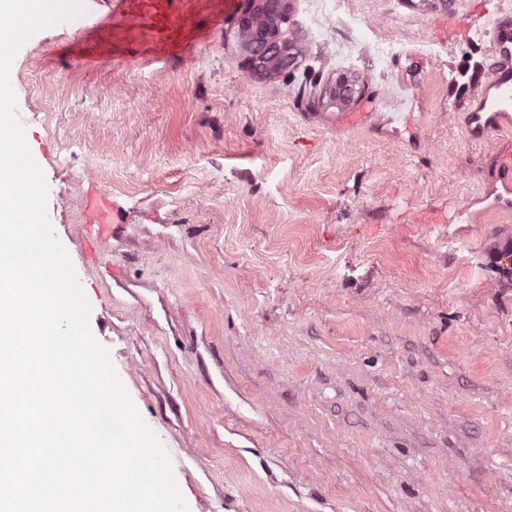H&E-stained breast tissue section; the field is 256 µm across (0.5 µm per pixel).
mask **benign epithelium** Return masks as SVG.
<instances>
[{
	"label": "benign epithelium",
	"mask_w": 512,
	"mask_h": 512,
	"mask_svg": "<svg viewBox=\"0 0 512 512\" xmlns=\"http://www.w3.org/2000/svg\"><path fill=\"white\" fill-rule=\"evenodd\" d=\"M248 6L238 20V32L246 35L250 69L260 75L293 74L295 55L288 43L279 38V29L287 20L288 0H247ZM354 92L346 77L336 80L333 98L345 103Z\"/></svg>",
	"instance_id": "7a95c632"
}]
</instances>
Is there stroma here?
Listing matches in <instances>:
<instances>
[{"mask_svg": "<svg viewBox=\"0 0 512 512\" xmlns=\"http://www.w3.org/2000/svg\"><path fill=\"white\" fill-rule=\"evenodd\" d=\"M332 5L288 0L290 77L251 75L246 0H180L161 46L117 0L35 34L49 220L188 512H512V212L482 200L512 133L464 123L490 41L434 27L469 0Z\"/></svg>", "mask_w": 512, "mask_h": 512, "instance_id": "stroma-1", "label": "stroma"}]
</instances>
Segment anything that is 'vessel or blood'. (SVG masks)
Returning a JSON list of instances; mask_svg holds the SVG:
<instances>
[{
    "mask_svg": "<svg viewBox=\"0 0 512 512\" xmlns=\"http://www.w3.org/2000/svg\"><path fill=\"white\" fill-rule=\"evenodd\" d=\"M125 7L129 30L141 31L159 18L164 29L170 30L182 21L181 15L170 11L171 0H121ZM492 44L490 60L484 75L473 91L474 105L467 110L466 129L469 137L485 140L489 133L512 120V12L497 10L488 30ZM491 188L492 207L512 205V154L497 161Z\"/></svg>",
    "mask_w": 512,
    "mask_h": 512,
    "instance_id": "vessel-or-blood-1",
    "label": "vessel or blood"
}]
</instances>
